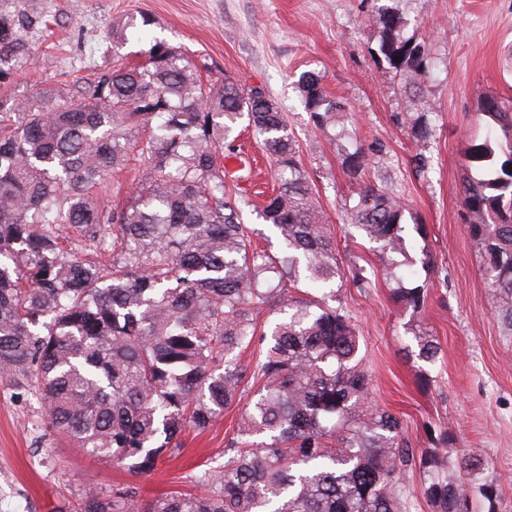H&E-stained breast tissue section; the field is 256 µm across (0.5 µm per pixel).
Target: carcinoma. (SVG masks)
<instances>
[{
  "instance_id": "carcinoma-1",
  "label": "carcinoma",
  "mask_w": 512,
  "mask_h": 512,
  "mask_svg": "<svg viewBox=\"0 0 512 512\" xmlns=\"http://www.w3.org/2000/svg\"><path fill=\"white\" fill-rule=\"evenodd\" d=\"M379 53L418 84L421 43L380 16ZM47 27L24 0H0V88ZM141 61L61 98L42 89L0 100V378L39 381L48 427L73 447L121 469L148 473L250 396L224 463L196 476L203 493L141 501L128 487L84 491L76 512H407L401 473L416 468L431 512H472L474 458L417 448L393 413L370 406L361 336L330 285L346 278L320 222L285 113L265 91L226 78L204 86L200 66L158 38ZM400 61H395V58ZM301 88L325 128L347 105L307 72ZM483 115L494 141L471 148L463 220L479 247L486 286L512 335V110L492 97ZM247 119L272 157L281 188L263 214L282 257L254 250L240 199L224 183V139ZM140 163L139 186L121 207L95 189ZM349 214L371 242L401 250L404 205L366 184ZM304 266L321 297H298L287 277ZM427 290L396 301L420 313ZM276 315L259 332L255 315ZM434 363L438 340L409 323ZM259 357L243 364L236 350ZM459 471L456 479L448 470Z\"/></svg>"
}]
</instances>
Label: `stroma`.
<instances>
[{
  "instance_id": "1",
  "label": "stroma",
  "mask_w": 512,
  "mask_h": 512,
  "mask_svg": "<svg viewBox=\"0 0 512 512\" xmlns=\"http://www.w3.org/2000/svg\"><path fill=\"white\" fill-rule=\"evenodd\" d=\"M53 18L34 37L31 59L4 97L53 85L68 91L89 67L135 63L153 38L182 47L207 78L226 77L264 89L288 116L296 155L311 178L316 205L335 240L340 265L363 268L360 288L344 281L337 299L364 339L371 402L403 422L406 436L432 448L447 434L446 452L482 463L481 481L494 501L475 497L476 512H512V337L506 336L481 272V257L464 229L466 156L488 133L482 108L495 97L512 107V0H28ZM395 14L403 37L425 46L429 72L423 97L404 73L377 55L380 14ZM146 14L154 25L127 30L114 46L113 22ZM314 72L343 97L352 120L316 127L298 88ZM423 117L418 136L403 115ZM224 152L227 187L242 200V219L257 247L278 255L283 243L260 215L274 187L261 140L239 121ZM364 148L368 166L351 174L348 153ZM390 186L406 207L401 252L370 242L347 220L366 183ZM425 287L421 325L439 340L436 363L409 360L398 288ZM239 408L197 434H183L178 456L148 474H134L86 455L49 433L38 387L0 381V512H74L83 491L131 486L140 499L195 492L192 475L218 466L235 436Z\"/></svg>"
}]
</instances>
